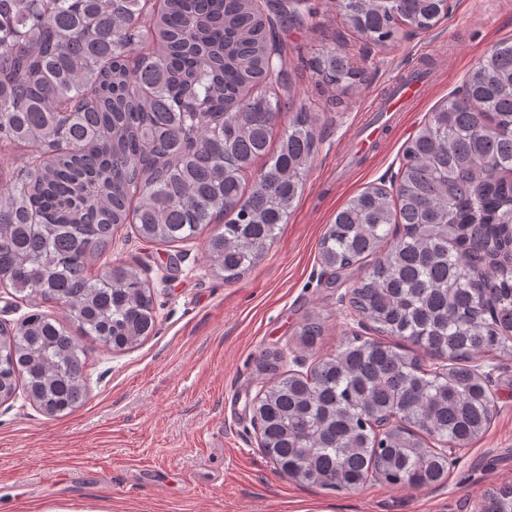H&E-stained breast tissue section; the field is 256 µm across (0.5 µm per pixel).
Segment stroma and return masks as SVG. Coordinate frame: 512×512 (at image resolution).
I'll list each match as a JSON object with an SVG mask.
<instances>
[{
	"label": "stroma",
	"instance_id": "obj_1",
	"mask_svg": "<svg viewBox=\"0 0 512 512\" xmlns=\"http://www.w3.org/2000/svg\"><path fill=\"white\" fill-rule=\"evenodd\" d=\"M302 28L282 33L296 105L317 117L318 151L287 224L265 256L235 283L215 277L204 237L174 246L143 241L131 225L112 240V259L140 268L154 291L156 327L133 349L88 348V395L71 413L45 416L24 395L0 404V512H476L486 488L512 483V353L473 363L487 375L496 410L488 431L456 450L439 486L367 481L336 491L295 482L259 448L249 405L267 375L260 353L309 371L358 328L343 297L364 274L329 284L318 259L328 224L364 187L389 180L408 139L429 112L461 88L466 73L512 41V0H452L431 30L378 47L353 34L331 0H306ZM340 47L359 73L341 93L312 67ZM426 71L430 85L387 128L368 156L351 144L396 78ZM311 315L323 335L296 343Z\"/></svg>",
	"mask_w": 512,
	"mask_h": 512
}]
</instances>
